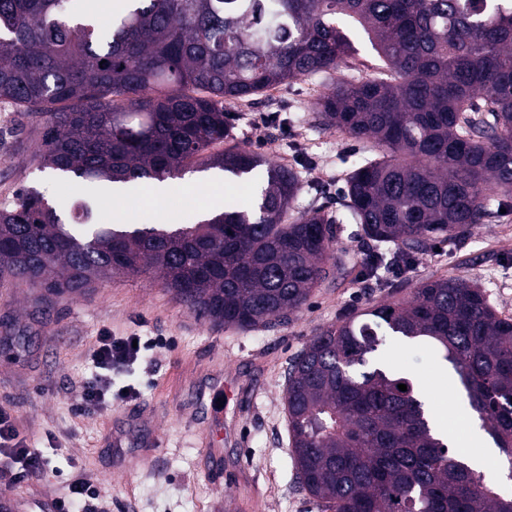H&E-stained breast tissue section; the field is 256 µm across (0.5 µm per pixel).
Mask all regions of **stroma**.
Returning a JSON list of instances; mask_svg holds the SVG:
<instances>
[{
	"mask_svg": "<svg viewBox=\"0 0 512 512\" xmlns=\"http://www.w3.org/2000/svg\"><path fill=\"white\" fill-rule=\"evenodd\" d=\"M330 84L327 78L293 79L276 97L227 108L235 144L301 170L299 211H341L347 171L373 148L317 125L311 107ZM263 114L287 124L290 136L281 137L279 126H256ZM38 145L29 118L0 102V208L22 187L64 204L86 192L80 182L40 170ZM212 176L209 170L186 174L183 191L156 210L130 197L123 208L128 222L195 223L208 205ZM337 237L346 261L341 275L315 288L286 324L268 328L212 325L145 275L117 276L49 301L42 289L0 278V408L54 466L40 479L21 482L1 468L0 489L20 502L60 496L74 459L105 495L108 512H317L296 482L285 416L284 373L304 343L357 309L409 297L419 281L439 276L477 282L512 317L511 208L474 225L463 239L428 247L404 273L386 274L380 284L363 277L372 248L358 226L341 225ZM105 328L116 334L135 329L150 343L137 363L112 376L114 388L131 385L138 396L106 411H83L88 353ZM374 360L400 370L424 392L441 384L428 345L389 336ZM219 382L231 385L239 412L224 418L234 435L223 445L217 481L202 452L211 428L203 396Z\"/></svg>",
	"mask_w": 512,
	"mask_h": 512,
	"instance_id": "obj_1",
	"label": "stroma"
}]
</instances>
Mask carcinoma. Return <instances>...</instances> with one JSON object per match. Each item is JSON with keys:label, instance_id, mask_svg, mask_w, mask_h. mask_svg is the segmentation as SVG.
Returning <instances> with one entry per match:
<instances>
[{"label": "carcinoma", "instance_id": "obj_1", "mask_svg": "<svg viewBox=\"0 0 512 512\" xmlns=\"http://www.w3.org/2000/svg\"><path fill=\"white\" fill-rule=\"evenodd\" d=\"M0 0V100L36 119L41 165L137 187L201 167L250 180L252 207L197 224H92L23 189L0 209V273L63 295L148 274L213 324L266 327L341 271L336 231L380 245L364 269L408 267L512 200V0ZM318 124L369 139L344 210L294 211L301 176L232 139L224 102L367 57ZM434 346L512 470V319L462 277L321 329L290 360L285 412L298 486L318 512H512V492L432 432L413 381L373 364L385 335ZM407 390L401 391L398 385Z\"/></svg>", "mask_w": 512, "mask_h": 512}]
</instances>
